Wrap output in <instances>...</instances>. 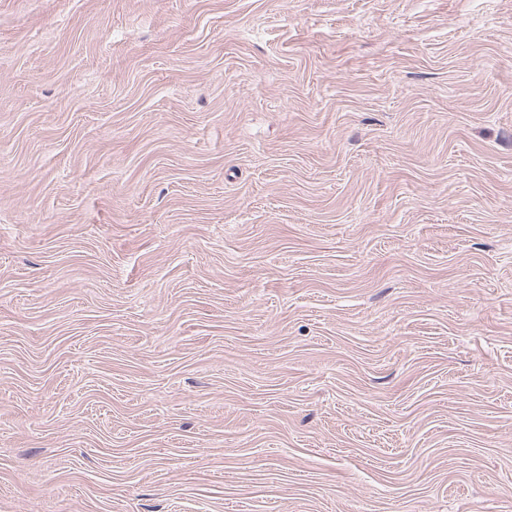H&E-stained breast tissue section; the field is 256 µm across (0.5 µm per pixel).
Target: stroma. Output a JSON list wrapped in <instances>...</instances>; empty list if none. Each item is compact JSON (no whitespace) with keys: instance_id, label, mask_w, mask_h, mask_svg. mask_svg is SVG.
<instances>
[{"instance_id":"stroma-1","label":"stroma","mask_w":512,"mask_h":512,"mask_svg":"<svg viewBox=\"0 0 512 512\" xmlns=\"http://www.w3.org/2000/svg\"><path fill=\"white\" fill-rule=\"evenodd\" d=\"M0 512H512V0H0Z\"/></svg>"}]
</instances>
